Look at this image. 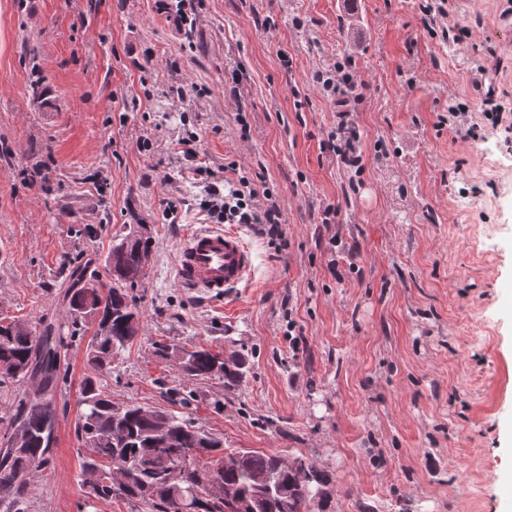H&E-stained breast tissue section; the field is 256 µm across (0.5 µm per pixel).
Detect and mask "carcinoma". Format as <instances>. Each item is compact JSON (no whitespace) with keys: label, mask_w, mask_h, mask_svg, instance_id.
Returning a JSON list of instances; mask_svg holds the SVG:
<instances>
[{"label":"carcinoma","mask_w":512,"mask_h":512,"mask_svg":"<svg viewBox=\"0 0 512 512\" xmlns=\"http://www.w3.org/2000/svg\"><path fill=\"white\" fill-rule=\"evenodd\" d=\"M153 236L143 235L142 225L126 224L113 237L103 262L108 280L88 272L90 262L64 259L58 275L66 284L62 302L68 309V325L44 326L37 339L27 323H0V382H29V372L39 357L50 356V337L59 338L63 350L82 339L85 326L98 316L99 327L87 343V374L81 383V410L75 435L80 442L81 469L95 470L86 483L87 500L120 498L140 502L156 496L157 512H224L222 499L242 507V512H328L332 499V476L303 456L295 457L311 478L300 479V469L288 465L278 454L250 450H228L223 442L191 420L164 410L128 405L121 416L112 412V399L102 390L98 373L111 367L112 357L124 350L140 332V312L134 289L142 286L147 266L142 255L152 251ZM156 356L176 357L189 379L217 377L231 389L244 376L242 356L224 358L205 347L192 350L155 346ZM29 431L24 450L0 451V512H27L31 482L28 476L49 463L53 450L42 443L45 427L59 422L55 399L23 392L9 407L0 448L16 418ZM209 442V461L198 459L175 465L187 457V449ZM125 465V485L112 484V461Z\"/></svg>","instance_id":"1"}]
</instances>
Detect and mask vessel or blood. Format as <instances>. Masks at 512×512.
<instances>
[{"label": "vessel or blood", "instance_id": "obj_1", "mask_svg": "<svg viewBox=\"0 0 512 512\" xmlns=\"http://www.w3.org/2000/svg\"><path fill=\"white\" fill-rule=\"evenodd\" d=\"M253 255L234 229L203 227L184 238L176 260V277L188 293L205 300L227 297L252 278Z\"/></svg>", "mask_w": 512, "mask_h": 512}]
</instances>
